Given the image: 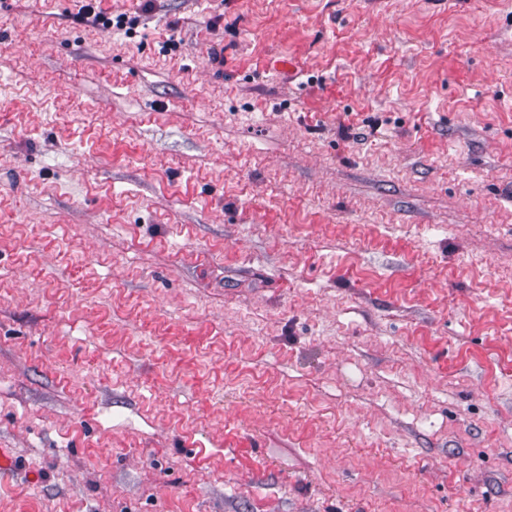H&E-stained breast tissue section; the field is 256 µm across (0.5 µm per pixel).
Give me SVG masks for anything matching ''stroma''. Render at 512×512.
<instances>
[{
  "mask_svg": "<svg viewBox=\"0 0 512 512\" xmlns=\"http://www.w3.org/2000/svg\"><path fill=\"white\" fill-rule=\"evenodd\" d=\"M89 2L0 0V512H512V0Z\"/></svg>",
  "mask_w": 512,
  "mask_h": 512,
  "instance_id": "stroma-1",
  "label": "stroma"
}]
</instances>
